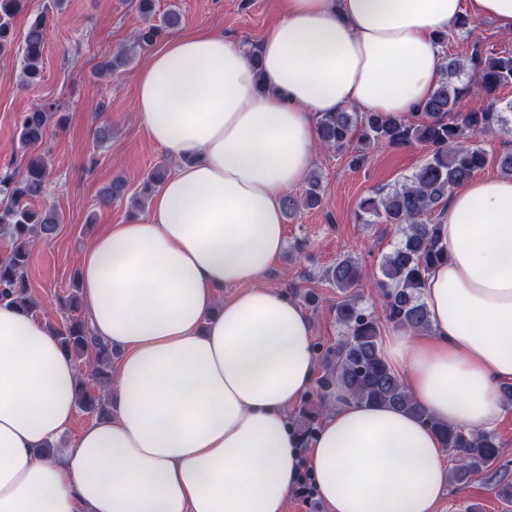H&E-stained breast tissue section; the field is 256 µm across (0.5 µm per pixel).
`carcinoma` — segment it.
Instances as JSON below:
<instances>
[{
  "mask_svg": "<svg viewBox=\"0 0 512 512\" xmlns=\"http://www.w3.org/2000/svg\"><path fill=\"white\" fill-rule=\"evenodd\" d=\"M26 4L27 0H0V56L19 55L17 81L24 88H35L43 79L41 63L47 18L62 8L64 0H49L45 10L30 20L19 43L13 20ZM136 9L142 26L135 34L133 46L140 49L153 46L179 23V13L174 9L162 15L157 13V0H136ZM473 30L471 18L462 15L454 22L452 34L469 37ZM450 35H441L439 43L448 44ZM131 61V50H119L100 63L97 74L110 77ZM509 84L512 85V53H497L476 42L466 60L450 53L444 57L437 87L411 117L380 112L354 116L341 111L327 112L317 122L318 142L327 149L341 150L356 137L368 147L417 143L427 152L425 161L402 185L386 193L369 195L358 206V218L366 224L383 222L404 227L402 240L379 266L385 314L401 327L428 329L429 315L421 299V288L428 271L446 258L439 244L440 225L429 224L423 217L445 207L454 187L470 180L490 163L501 174L512 176V152L490 158L469 143L479 134L503 130L512 124V104L503 107L496 96L498 89ZM466 99L473 103L468 110L461 107ZM65 120V114L58 111L54 102L37 104L21 113L17 137L19 148L27 154L24 173L17 176L8 169L0 172V233L11 242L8 253L0 257V299L15 300L29 310L34 308L27 297L26 278L32 244L50 240L59 224L54 210L35 206L49 169V156L42 146L48 130L62 126ZM319 189L320 177L310 175L300 195L286 196L285 211L320 205ZM126 192L125 182L115 180L103 191L101 200L110 204ZM364 277L362 267L350 256L337 261L327 272L329 283L340 293L333 311L345 333L321 354V387L327 390L338 385L359 402L392 405L430 424L443 439L444 447L456 457L451 484L457 487L470 483L495 464L500 469H509V464L500 460V448L493 433L437 423L390 372L379 344L378 320L354 295ZM64 306L72 314L56 329L63 347L74 360L95 356L91 374L79 375L77 405L102 417L107 414L104 388L111 379L112 349L91 336L85 318L75 314L80 306L78 295H71ZM298 416L296 426L305 434L314 432L319 412L304 403Z\"/></svg>",
  "mask_w": 512,
  "mask_h": 512,
  "instance_id": "cac0c4a2",
  "label": "carcinoma"
}]
</instances>
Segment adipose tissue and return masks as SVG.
Returning a JSON list of instances; mask_svg holds the SVG:
<instances>
[{
	"label": "adipose tissue",
	"instance_id": "1",
	"mask_svg": "<svg viewBox=\"0 0 512 512\" xmlns=\"http://www.w3.org/2000/svg\"><path fill=\"white\" fill-rule=\"evenodd\" d=\"M464 13L512 34V0H283L257 51L196 30L151 56L138 116L177 167L79 262L84 315L118 353L110 413L67 438L77 367L42 319L0 303V512H284L305 471L329 512H436L450 464L421 420L340 389L313 438L289 424L315 376L312 325L262 279L315 117L413 112ZM440 244L429 329L389 328L381 350L436 420L478 429L512 384V177L454 188Z\"/></svg>",
	"mask_w": 512,
	"mask_h": 512
}]
</instances>
